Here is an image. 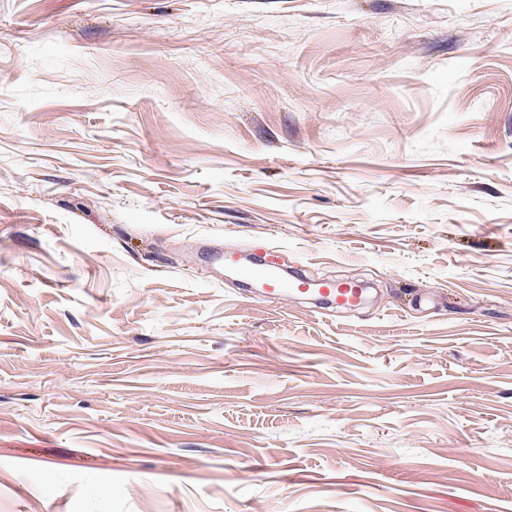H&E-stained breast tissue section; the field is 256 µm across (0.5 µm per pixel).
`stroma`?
Listing matches in <instances>:
<instances>
[{
    "label": "stroma",
    "mask_w": 512,
    "mask_h": 512,
    "mask_svg": "<svg viewBox=\"0 0 512 512\" xmlns=\"http://www.w3.org/2000/svg\"><path fill=\"white\" fill-rule=\"evenodd\" d=\"M0 512H512V0H0ZM241 275L248 280L258 282L266 297L288 293H310L320 295L333 306L351 308L363 296V289L356 288V285L350 281L325 280L311 283L304 278L285 281L273 269L254 267L242 269Z\"/></svg>",
    "instance_id": "1"
}]
</instances>
